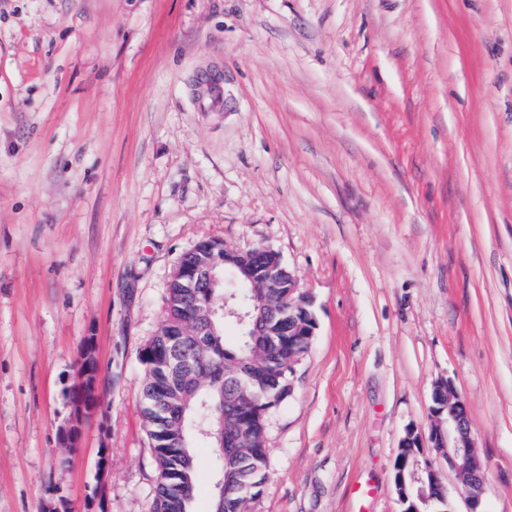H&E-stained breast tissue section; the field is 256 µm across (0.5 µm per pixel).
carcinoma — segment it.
I'll use <instances>...</instances> for the list:
<instances>
[{
	"mask_svg": "<svg viewBox=\"0 0 512 512\" xmlns=\"http://www.w3.org/2000/svg\"><path fill=\"white\" fill-rule=\"evenodd\" d=\"M216 297L207 288L196 289L192 296L186 289L171 284L167 316L161 329L173 324H194L204 309L214 306ZM214 328V336H176L172 342L154 336L141 351L146 367L142 413L159 472L152 512H191L198 480L191 430L198 416H206L214 424L219 413L227 414L239 423L248 443L246 452L228 458L222 449H217L223 457L224 512H250L251 503L261 494L268 478L267 413L288 396L293 371L273 357L267 345L245 335L244 325H237L238 335L232 344L224 336L225 320H214ZM280 343L285 353L302 359L310 340L304 336H282ZM165 353H173L180 360L197 359L209 376L187 402L181 448L170 441L167 416L174 407L163 401L165 372L160 358Z\"/></svg>",
	"mask_w": 512,
	"mask_h": 512,
	"instance_id": "carcinoma-1",
	"label": "carcinoma"
}]
</instances>
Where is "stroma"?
Returning a JSON list of instances; mask_svg holds the SVG:
<instances>
[{
  "mask_svg": "<svg viewBox=\"0 0 512 512\" xmlns=\"http://www.w3.org/2000/svg\"><path fill=\"white\" fill-rule=\"evenodd\" d=\"M207 239L278 252L317 323L252 512H402L440 378L512 512V0H0V512H151L140 352ZM99 386L98 362L95 355V337L86 336L80 353L77 384L71 397L74 414L79 418L96 408Z\"/></svg>",
  "mask_w": 512,
  "mask_h": 512,
  "instance_id": "stroma-1",
  "label": "stroma"
}]
</instances>
